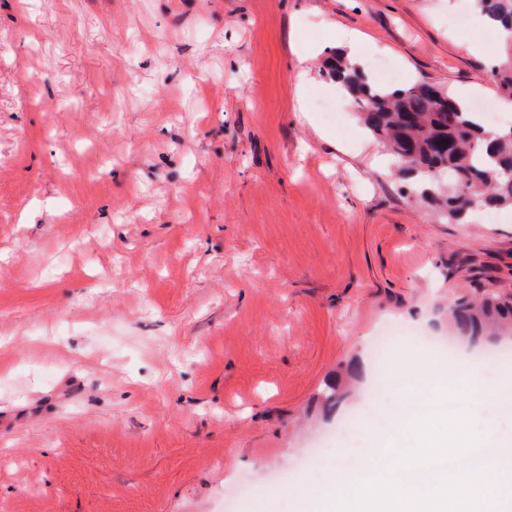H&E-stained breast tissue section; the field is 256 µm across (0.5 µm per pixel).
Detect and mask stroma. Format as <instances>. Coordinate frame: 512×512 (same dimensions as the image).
Instances as JSON below:
<instances>
[{"mask_svg":"<svg viewBox=\"0 0 512 512\" xmlns=\"http://www.w3.org/2000/svg\"><path fill=\"white\" fill-rule=\"evenodd\" d=\"M471 0H0V512H323L466 356L448 303L512 288V210L452 224L321 69L503 111ZM386 324L423 336L376 367ZM434 367L420 388L406 366Z\"/></svg>","mask_w":512,"mask_h":512,"instance_id":"1","label":"stroma"}]
</instances>
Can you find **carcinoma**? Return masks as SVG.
Masks as SVG:
<instances>
[{"label":"carcinoma","instance_id":"1","mask_svg":"<svg viewBox=\"0 0 512 512\" xmlns=\"http://www.w3.org/2000/svg\"><path fill=\"white\" fill-rule=\"evenodd\" d=\"M489 26L507 34L496 88L512 101V0H471ZM322 74L359 106V118L403 165L415 191L448 222L461 224L478 209L512 207V126L487 136L470 106L427 82L379 86L366 71L328 53ZM456 335L475 340L512 330V292L486 291L477 300L448 305Z\"/></svg>","mask_w":512,"mask_h":512}]
</instances>
